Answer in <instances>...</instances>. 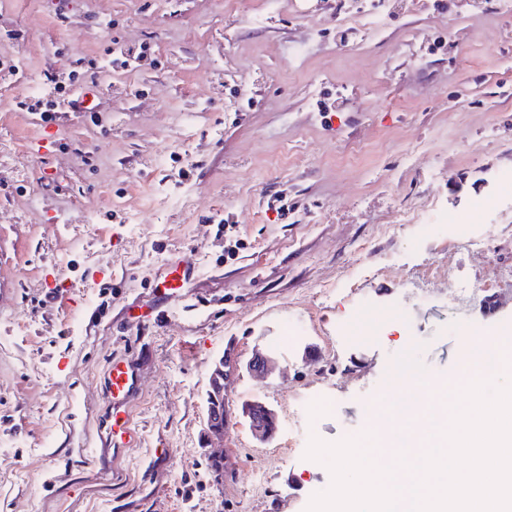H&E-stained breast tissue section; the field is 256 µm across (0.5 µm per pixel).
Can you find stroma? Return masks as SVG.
Returning <instances> with one entry per match:
<instances>
[{
  "mask_svg": "<svg viewBox=\"0 0 512 512\" xmlns=\"http://www.w3.org/2000/svg\"><path fill=\"white\" fill-rule=\"evenodd\" d=\"M392 3L377 25L371 0H72L64 21L52 0H0V60L21 71L154 47L99 75V111L65 114L48 156L0 80V512H305L331 484L311 436H359L399 355L441 382L466 333L512 330V203L469 221L512 172V7ZM428 210L457 221H395ZM176 261L190 274L162 294ZM452 278L473 288L453 307ZM142 306L150 321L126 320ZM230 347L274 353L230 399L281 424L296 407L293 431L205 437ZM120 357L138 440L117 449ZM152 47L147 43L141 44L137 47H129L123 46L120 47L119 51L116 53L118 57L112 59V49L107 53L109 57H107L104 62L105 64L112 68L121 67L126 68L131 64L135 63L138 60L143 59L147 56ZM133 384L134 371L132 367L122 358L114 360L106 384V392L112 405L107 434L117 448L133 442L134 433L127 410Z\"/></svg>",
  "mask_w": 512,
  "mask_h": 512,
  "instance_id": "35a3bbf8",
  "label": "stroma"
}]
</instances>
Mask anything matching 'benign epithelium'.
<instances>
[{
  "mask_svg": "<svg viewBox=\"0 0 512 512\" xmlns=\"http://www.w3.org/2000/svg\"><path fill=\"white\" fill-rule=\"evenodd\" d=\"M272 356L257 353L246 363V369L254 375L265 376L274 366ZM241 368L239 358L230 350L224 352L214 365L206 391L205 435L210 439H224L234 427V407L227 393L229 384ZM241 416L253 436L261 442L270 440L277 431V414L266 404L253 400L241 409Z\"/></svg>",
  "mask_w": 512,
  "mask_h": 512,
  "instance_id": "7a95c632",
  "label": "benign epithelium"
}]
</instances>
